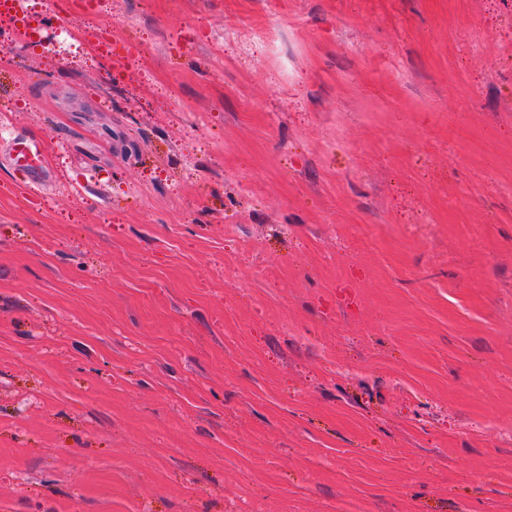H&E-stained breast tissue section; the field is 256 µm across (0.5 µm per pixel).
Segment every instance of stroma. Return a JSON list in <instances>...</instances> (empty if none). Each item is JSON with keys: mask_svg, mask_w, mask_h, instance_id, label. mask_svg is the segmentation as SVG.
<instances>
[{"mask_svg": "<svg viewBox=\"0 0 512 512\" xmlns=\"http://www.w3.org/2000/svg\"><path fill=\"white\" fill-rule=\"evenodd\" d=\"M34 9L0 512H512V0ZM43 157V142L35 137H16L8 150L9 163L26 172L35 183H40L45 174Z\"/></svg>", "mask_w": 512, "mask_h": 512, "instance_id": "35a3bbf8", "label": "stroma"}]
</instances>
